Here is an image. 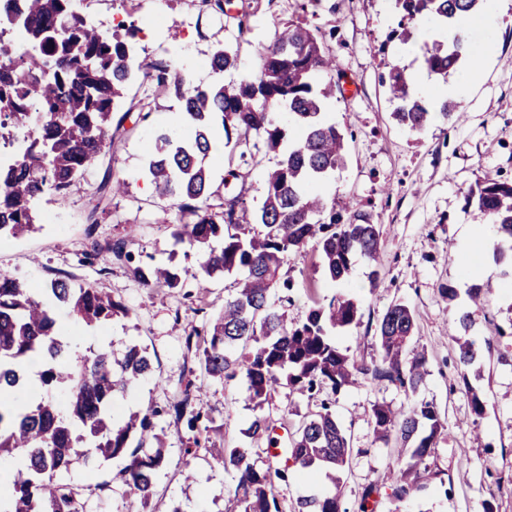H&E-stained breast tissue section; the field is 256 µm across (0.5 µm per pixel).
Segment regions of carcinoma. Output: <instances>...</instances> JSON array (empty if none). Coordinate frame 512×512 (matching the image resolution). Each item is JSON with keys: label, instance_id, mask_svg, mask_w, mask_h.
<instances>
[{"label": "carcinoma", "instance_id": "obj_1", "mask_svg": "<svg viewBox=\"0 0 512 512\" xmlns=\"http://www.w3.org/2000/svg\"><path fill=\"white\" fill-rule=\"evenodd\" d=\"M72 2L22 0L18 7L9 0L0 7V142L15 144L13 154L0 161V237L37 230L34 201L43 194L64 201L80 191L91 162L129 132L125 122L133 110L152 111V102L141 100L112 122L127 85L139 81L176 99L190 129L187 137L160 131L147 149L146 175L155 193L176 201L175 243L200 255L204 277L241 275L213 323L185 338L206 376L221 381L242 374L255 408L283 383L313 397L324 389L335 393L361 376L416 393L427 375L426 359L410 351L415 321L407 304L395 302L383 314L379 358L369 362L342 352L331 337L333 330L360 321L353 299L317 304L304 321L291 325L283 311L292 287L280 281V270L290 254L314 242L327 275L342 280L357 256L376 258L380 238L379 226L368 223L356 205L346 206L345 219L315 191L345 162L344 133L325 117L326 101L343 87L332 77L333 52L318 29L291 19L276 29L255 74L228 85H193L170 62L135 56V24L104 32L73 10ZM394 2L401 21L392 36L406 41L410 25L424 21L451 32L457 21L474 18L483 0ZM466 55L467 46L447 36L426 51L424 64L445 78ZM235 65L232 50L217 43L211 69L222 73ZM409 85L402 70L390 72L389 92L399 101L394 118L408 131L419 134L438 118L456 116V105L446 100L437 112L427 109L410 97ZM217 128L230 159L237 160L224 171L226 189L246 179L243 166L255 160L259 145L280 155L266 174L264 201L251 214L240 193H224L217 208L210 203L214 180L205 160ZM124 187L110 174L102 179L101 212ZM472 200L495 225L502 242L497 260L507 261L512 274V181L488 174L468 194ZM97 223L91 215L88 256L124 263L145 288L178 287L180 275L172 267L147 273L133 264L126 242L100 244L93 238ZM62 308L87 326L128 315L102 288L57 279L34 290L0 274V458L24 460L8 486L0 487V504L8 502L0 512H84L82 495L63 474L79 460L89 466L119 456L128 458L121 471L125 484L147 503L165 461L154 417L164 412L192 432L209 429L195 408L190 381L164 411L150 408L115 419V396L150 370L149 359L135 345L118 360L110 349L78 350L59 322ZM237 347L241 352L231 356ZM34 360L42 364V393L36 395L24 377ZM371 421L375 440L394 444L398 456H406L405 468L388 483L365 485L353 512H376L383 501L398 508L437 476L426 460L445 425L433 403L395 410L376 402ZM246 436L266 445L268 465L248 462L245 448L224 449L221 463L237 470L231 512H281L276 483L294 470L330 481L329 489L298 499L297 512H348L338 474L349 467L353 448L332 403L322 401L320 411L288 433L283 458L276 452L277 427L268 419L256 418Z\"/></svg>", "mask_w": 512, "mask_h": 512}]
</instances>
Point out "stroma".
<instances>
[{"label": "stroma", "mask_w": 512, "mask_h": 512, "mask_svg": "<svg viewBox=\"0 0 512 512\" xmlns=\"http://www.w3.org/2000/svg\"><path fill=\"white\" fill-rule=\"evenodd\" d=\"M251 30L237 33L233 19L213 13L202 0H75V8L99 28L112 31L116 20L134 21L145 53L172 61L187 80L208 84L214 79L210 56L216 42L237 55V66L224 81L255 71L262 48L279 23L291 18L319 28L332 48L336 69L354 86L353 94H336L327 110L344 131L347 156L343 169L322 188L328 200L353 197L369 223L379 225V259H358L342 281L326 277L315 245L289 257L280 275L293 284L289 321L303 320L314 304L343 295L360 308L359 324L336 330L337 346L365 359L378 355L377 326L389 305L406 302L414 311L412 346L424 352L428 374L417 394L394 386L357 380L333 395L336 416L351 436L357 453L343 477V502L353 507L365 484L390 476L400 463L392 447L375 441L370 424L374 402L408 407L430 401L438 408L446 431L429 457L437 477L408 512H512V282L502 267L481 278L489 291L485 306H474L467 292L471 278L485 262L483 248L461 235L464 225H484L489 218L466 201L470 188L487 172L512 179V0H486L484 13L470 36L486 56L448 77L456 88L454 103L462 120H438L413 134L392 117L396 108L388 90L391 69L424 70V53L433 36L429 23L414 26L410 40L392 38L399 14L392 0H243ZM157 107L138 122L134 132L112 151L93 161L84 189L65 201L45 196L36 208L44 222L39 231L0 241V271L35 288L52 280L108 289L130 310L128 317L89 328L61 313L69 336L80 346L129 345L148 349L151 372L128 394L116 397L113 412L124 417L147 407L167 406L185 384H192L195 406L205 428L193 433L165 414L155 419L167 448V465L159 473L149 504L129 492L120 477L125 458L100 467L74 465L64 479L83 495L85 512H168L179 502L185 512H226L236 486L235 472L215 457L219 448L242 445L243 432L256 412L245 399L242 377L224 381L197 372L185 338L208 324L233 291L235 276L202 279L198 258L175 245L173 200L156 196L143 167L147 147L157 130L185 134L177 123L172 98L157 96ZM123 179L124 194L112 198L96 226H88L95 189L106 174ZM54 223H47V216ZM106 244L126 240L136 262L164 263L181 272L179 288L141 287L119 263L107 267L82 263L90 239ZM380 285L372 287L371 273ZM453 285L455 301L440 290ZM470 314L468 330L458 318ZM472 341L475 363L460 368L455 336ZM485 405L474 415L470 391ZM320 398L308 399L288 386L277 387L262 411L277 425L294 429L319 410ZM192 481H185V472Z\"/></svg>", "instance_id": "obj_1"}]
</instances>
